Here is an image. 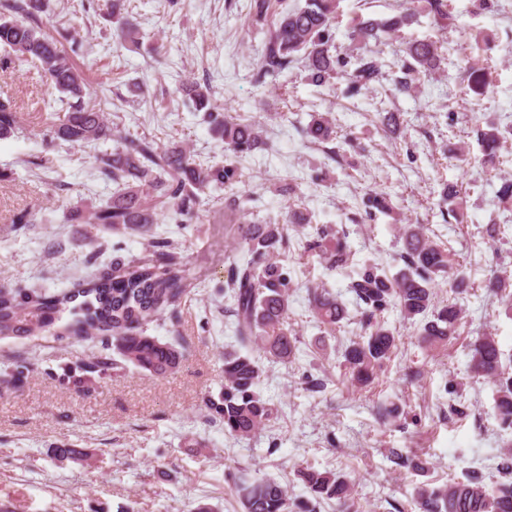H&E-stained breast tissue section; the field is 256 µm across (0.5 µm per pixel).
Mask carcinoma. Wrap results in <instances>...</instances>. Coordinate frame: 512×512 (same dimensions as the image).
Wrapping results in <instances>:
<instances>
[{"mask_svg": "<svg viewBox=\"0 0 512 512\" xmlns=\"http://www.w3.org/2000/svg\"><path fill=\"white\" fill-rule=\"evenodd\" d=\"M45 8V0H0V47L18 67L39 64L48 84L61 94L67 108L63 119L53 125L56 138L81 144L115 139L112 151L96 156L100 174L115 189L107 203L91 215L90 223L148 236L161 212L187 222L200 205L201 193L211 185L231 182L236 159L266 145L258 120L242 115L215 116L224 108L213 99L210 87L198 82L187 83L185 91L196 111L212 117L228 163L198 164L185 148H160L145 135L115 137L104 102L85 99V74L62 47L61 41L71 38L70 30L61 26L54 36L46 33L42 20ZM107 10L116 19L119 43H137L139 31L122 13L123 0H109ZM338 10L339 0H305L303 6L281 14L272 24L257 63L256 82L262 85L266 78L300 63L307 79L318 87L343 78L349 96L373 89L385 71L380 57L368 50L369 41L396 39L419 16L431 18L442 34L406 42L393 51L392 67L400 72L393 80L394 88L399 94H409L423 76L440 69L446 44L443 31L453 21L448 0H410L387 18H353L348 37L354 49L345 56L336 52L332 39ZM17 112L14 100L0 99V138L17 130ZM475 133L484 151V162L494 164L504 132L489 125L476 128ZM306 134L312 143H329L336 138V123L328 114L315 113ZM460 194L454 185L442 192V200L448 204L447 215H458ZM366 207L369 214L392 211L390 200L379 194L369 195ZM294 220L295 214L290 212L282 224L237 225L250 258L233 264L226 285L232 304L224 312L233 318L238 343L248 349L257 346L267 359L282 363L294 360L301 344L286 321L288 274L279 259L287 240L285 225ZM315 234L316 239L304 244V249L318 251L330 269L349 263L351 250L346 243L339 239L326 242L328 233L318 227ZM401 238L404 247L398 259L404 268L395 277L390 279L370 266L352 282L357 312L353 323L359 333L343 351V366L359 383L369 382L395 354L393 331L377 320L386 307L398 309L408 321L422 317L419 338L429 351L447 348L456 334L461 309L454 301L437 305L433 285L447 278L461 292L468 285L465 273L452 267L445 245L424 236L419 227L403 225ZM154 248L155 259L150 262L131 258L59 294L0 287V338H26L54 328L58 336L99 339L108 353L73 363L66 368L64 381L81 383L96 373L130 366L158 377L175 371L185 358V343L175 336L162 341L149 335L148 330L187 292L190 269L173 242L162 238L154 242ZM511 284V278L495 272L486 279L485 288L496 295L504 294ZM309 297L311 311L324 330H335L349 317L345 303L329 289L312 288ZM469 356L471 376L494 386L496 416L503 425L512 427V373L502 364L503 351L495 336L476 337L469 346ZM262 375V364L253 353L224 354V391L219 400L206 403L209 418L224 424V434L247 439L272 419L274 405L256 392ZM505 455L501 471L506 480L491 487L476 477L453 480L440 487L422 484L414 490V502L420 512H512V481L508 480L512 476V442ZM297 476L316 499L335 501L341 512L352 507L351 487L343 475L306 466L297 471ZM237 489L243 512H289L288 490L274 479H242Z\"/></svg>", "mask_w": 512, "mask_h": 512, "instance_id": "1", "label": "carcinoma"}]
</instances>
